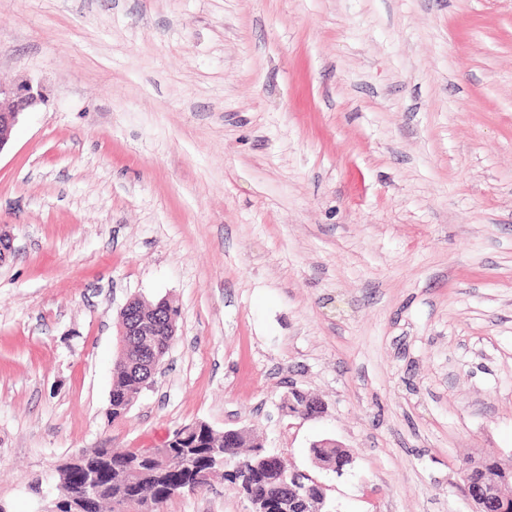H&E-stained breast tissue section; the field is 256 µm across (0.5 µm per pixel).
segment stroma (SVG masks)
Here are the masks:
<instances>
[{"instance_id": "stroma-1", "label": "stroma", "mask_w": 512, "mask_h": 512, "mask_svg": "<svg viewBox=\"0 0 512 512\" xmlns=\"http://www.w3.org/2000/svg\"><path fill=\"white\" fill-rule=\"evenodd\" d=\"M0 506L95 448L251 431L337 512H470L512 459V0H0ZM179 310L108 424L127 301ZM323 404L303 420L281 402ZM353 459L336 477L312 442ZM231 484L163 512H250ZM43 102L42 92L28 80L5 87L0 83V151L8 144L19 117ZM462 465L463 461L461 462L460 469L465 476L463 479L467 493L478 490L482 482L483 473L478 470H464ZM468 500L471 504L472 512H492L488 508L491 504L498 507L496 512H508L510 502L512 507V495L506 496L504 494L503 485L495 471L490 472L486 476L482 489L469 495Z\"/></svg>"}]
</instances>
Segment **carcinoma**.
Wrapping results in <instances>:
<instances>
[{"label": "carcinoma", "instance_id": "carcinoma-1", "mask_svg": "<svg viewBox=\"0 0 512 512\" xmlns=\"http://www.w3.org/2000/svg\"><path fill=\"white\" fill-rule=\"evenodd\" d=\"M135 306L150 315H178V310L167 300L155 303L135 302ZM153 380L151 374H135L124 364L117 363L113 368L112 412L107 414L110 423L121 420L130 400L140 396L142 390ZM192 447L196 454L197 467L206 469L212 466L211 452L214 448L224 447V433L217 432L203 423L185 425L179 431H173L166 441V447L178 454L186 447ZM314 456L337 469H347L346 453L339 448H314ZM95 458L106 462L100 472L104 492L103 505L112 506V512H162L163 506L172 499L169 489L196 485L194 474L172 463L160 478L141 477L145 472H154L157 462L145 449L115 452L110 448L94 449ZM228 463L221 469L222 478L233 484L240 493L248 492L259 498L271 500H292L295 498L293 484L282 478V463L276 460L266 462L262 470L250 472L243 478L236 469L235 457L227 456Z\"/></svg>", "mask_w": 512, "mask_h": 512}]
</instances>
